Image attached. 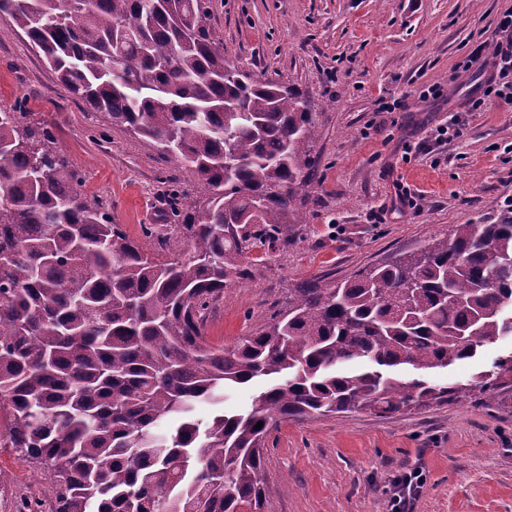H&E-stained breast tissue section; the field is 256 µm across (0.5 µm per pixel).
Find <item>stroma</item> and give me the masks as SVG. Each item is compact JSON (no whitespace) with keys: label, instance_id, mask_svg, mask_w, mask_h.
<instances>
[{"label":"stroma","instance_id":"1","mask_svg":"<svg viewBox=\"0 0 512 512\" xmlns=\"http://www.w3.org/2000/svg\"><path fill=\"white\" fill-rule=\"evenodd\" d=\"M224 58L295 88L313 112V188L305 224L262 255L251 281L225 290L207 320L211 344L232 346L311 278L344 280L454 225L496 216L512 197V106L472 112L485 77L461 64L494 32L512 0H207ZM442 86L443 96L422 97ZM405 97V109L380 111ZM22 104L52 130L56 147L98 195L113 223L154 248L161 226L172 250L182 235L172 202L201 200L194 171L104 116L55 81L27 38L0 20V107ZM470 122L442 139L457 113ZM413 203L397 209L396 192ZM512 348L503 339L434 376L468 383ZM422 467L427 481L409 512H512V391L378 418L340 413L280 424L268 440L263 512H391L395 477ZM47 512L46 483L12 449L0 448V512L20 501Z\"/></svg>","mask_w":512,"mask_h":512}]
</instances>
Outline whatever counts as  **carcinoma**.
Returning a JSON list of instances; mask_svg holds the SVG:
<instances>
[{"instance_id":"obj_1","label":"carcinoma","mask_w":512,"mask_h":512,"mask_svg":"<svg viewBox=\"0 0 512 512\" xmlns=\"http://www.w3.org/2000/svg\"><path fill=\"white\" fill-rule=\"evenodd\" d=\"M208 15L207 0H0L61 84L187 163L207 195L173 214L187 251L151 257L78 190L34 113L0 110V446L46 474L52 512H262L271 429L466 399L389 369H446L512 336L511 206L288 289L230 348L207 340L210 306L252 279L246 254L305 223L315 132L297 91L227 78ZM260 376L251 410L221 409ZM476 381L512 390V352Z\"/></svg>"}]
</instances>
